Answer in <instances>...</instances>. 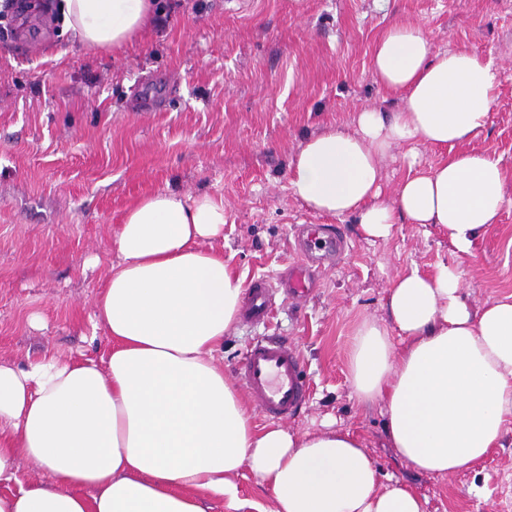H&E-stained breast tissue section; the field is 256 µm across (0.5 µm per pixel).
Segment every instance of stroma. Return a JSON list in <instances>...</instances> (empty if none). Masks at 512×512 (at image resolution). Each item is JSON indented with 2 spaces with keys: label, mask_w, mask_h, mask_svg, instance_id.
<instances>
[{
  "label": "stroma",
  "mask_w": 512,
  "mask_h": 512,
  "mask_svg": "<svg viewBox=\"0 0 512 512\" xmlns=\"http://www.w3.org/2000/svg\"><path fill=\"white\" fill-rule=\"evenodd\" d=\"M39 35L0 11V362L23 368L44 352L101 359L110 343L95 301L118 261L114 232L139 196L170 188L223 198L224 259L244 279L277 277L295 258L302 224L322 223L293 195L289 164L325 125L403 100L370 73L376 41L415 21L435 50L467 48L499 74L497 99L472 146L500 160L505 204L470 249L432 224L394 225L366 238L338 218L350 249L313 274L300 306L276 298L270 326L238 324L218 360L233 375L263 334L291 341L310 390L288 422L296 434L353 431L381 473L429 500V512H512V429L473 468L438 477L397 457L379 405L361 403L348 371V340L365 318L384 322L397 278L446 264L460 272L472 308L512 296V0H164L122 49L95 51L61 29L56 0H41ZM178 87L159 108L136 99ZM404 148L382 163L385 198L411 168L442 150Z\"/></svg>",
  "instance_id": "1"
}]
</instances>
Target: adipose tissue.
Returning a JSON list of instances; mask_svg holds the SVG:
<instances>
[{
    "instance_id": "1",
    "label": "adipose tissue",
    "mask_w": 512,
    "mask_h": 512,
    "mask_svg": "<svg viewBox=\"0 0 512 512\" xmlns=\"http://www.w3.org/2000/svg\"><path fill=\"white\" fill-rule=\"evenodd\" d=\"M158 7L59 0L57 11L84 47L108 50ZM371 72L403 106L366 108L353 128L306 138L289 167L294 196L321 216H356L371 238L403 218L468 250L505 202L499 160L467 148L496 100L495 69L465 48L434 50L421 25L403 21L375 44ZM405 144L449 154L389 201L381 162ZM225 222L223 199L208 194L141 197L116 229L119 260L96 300L109 354L0 362V483L16 482L20 453L49 473L0 494V512H206L204 492L238 502L245 470L269 488L271 512H427L425 497L383 479L351 431L255 424L214 357L244 293L224 260ZM461 292L455 268L411 271L388 290L389 324L361 320L348 348L351 383L361 402L381 404L392 448L443 477L484 459L512 427V296L474 311Z\"/></svg>"
}]
</instances>
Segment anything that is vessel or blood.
<instances>
[{
    "instance_id": "b4317fda",
    "label": "vessel or blood",
    "mask_w": 512,
    "mask_h": 512,
    "mask_svg": "<svg viewBox=\"0 0 512 512\" xmlns=\"http://www.w3.org/2000/svg\"><path fill=\"white\" fill-rule=\"evenodd\" d=\"M344 247L343 239L321 224L307 226L298 241L300 261L291 265L278 282L260 277L246 285L241 316L247 324H267L272 316L276 293L299 303L311 287L313 266L335 264ZM236 379L248 399L269 421L288 419L306 400L308 390L302 377V359L297 348L273 336L251 342L236 370Z\"/></svg>"
}]
</instances>
